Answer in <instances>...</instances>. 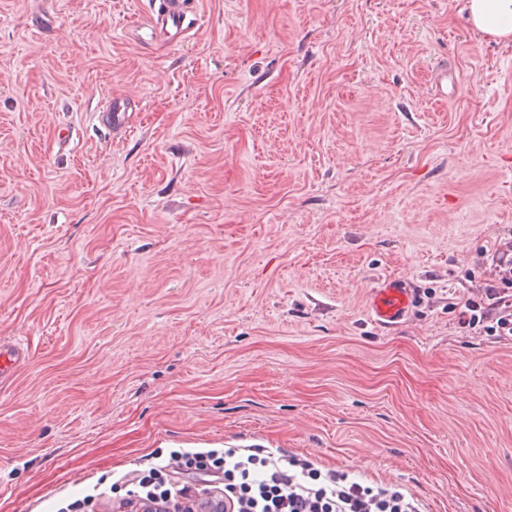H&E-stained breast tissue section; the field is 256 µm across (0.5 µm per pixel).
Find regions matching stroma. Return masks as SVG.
<instances>
[{
    "label": "stroma",
    "mask_w": 512,
    "mask_h": 512,
    "mask_svg": "<svg viewBox=\"0 0 512 512\" xmlns=\"http://www.w3.org/2000/svg\"><path fill=\"white\" fill-rule=\"evenodd\" d=\"M461 7L197 0L171 47L147 0H0V512L248 445L512 512V341L458 324L512 238V45ZM135 101L129 98L113 97L109 100L102 112L98 113L97 120L105 130L113 135L125 133L131 126L134 115ZM415 284L407 277L386 275L371 289L368 316L372 324L384 330L405 322L414 301ZM28 361V353L15 340H0V386L13 379L16 369Z\"/></svg>",
    "instance_id": "35a3bbf8"
}]
</instances>
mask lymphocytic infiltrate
Listing matches in <instances>:
<instances>
[{
  "label": "lymphocytic infiltrate",
  "mask_w": 512,
  "mask_h": 512,
  "mask_svg": "<svg viewBox=\"0 0 512 512\" xmlns=\"http://www.w3.org/2000/svg\"><path fill=\"white\" fill-rule=\"evenodd\" d=\"M505 248L510 259L496 264L492 277L467 299L461 328L512 336V240ZM175 460L179 470L219 480L224 512H426L422 499L398 486L368 484L265 448L181 452ZM135 483L141 499L162 506L180 500L193 506L199 500L198 485L171 482L163 466L138 473Z\"/></svg>",
  "instance_id": "obj_1"
}]
</instances>
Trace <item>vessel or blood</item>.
Listing matches in <instances>:
<instances>
[{
	"label": "vessel or blood",
	"instance_id": "b4317fda",
	"mask_svg": "<svg viewBox=\"0 0 512 512\" xmlns=\"http://www.w3.org/2000/svg\"><path fill=\"white\" fill-rule=\"evenodd\" d=\"M191 24L184 0H160L156 18L147 23L149 33L166 32L168 44H178ZM134 103L128 98H112L99 112L100 125L113 134L127 131L131 125ZM414 283L406 277L386 275L379 278L372 288L368 316L380 329L391 330L407 319L414 301ZM28 360V353L15 340H0V386L12 380L17 368Z\"/></svg>",
	"mask_w": 512,
	"mask_h": 512
}]
</instances>
